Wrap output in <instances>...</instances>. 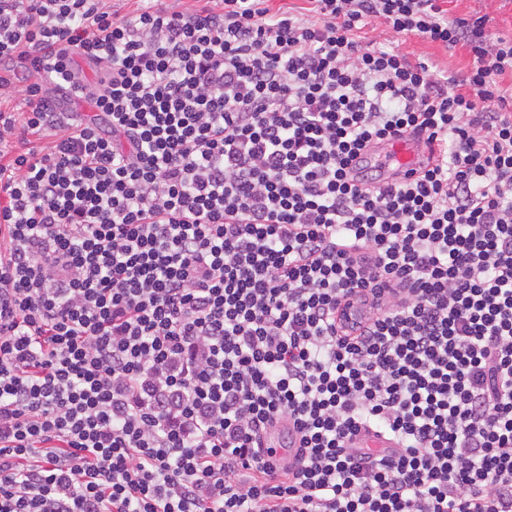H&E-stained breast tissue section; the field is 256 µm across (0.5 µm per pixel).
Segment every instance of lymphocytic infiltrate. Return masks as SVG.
Masks as SVG:
<instances>
[{"label":"lymphocytic infiltrate","instance_id":"f902f5d3","mask_svg":"<svg viewBox=\"0 0 512 512\" xmlns=\"http://www.w3.org/2000/svg\"><path fill=\"white\" fill-rule=\"evenodd\" d=\"M440 2L0 0V512H512V40ZM383 29L380 25L375 24L366 28L367 34H362V36L366 37V41L374 40L397 47L401 52L407 54L411 61L425 62L432 66L433 70L448 71V75L466 72L471 66L472 54L466 48L450 51L413 35L392 37V34L386 33ZM420 149L421 147L411 141L389 142L377 146L373 155L386 158L387 166L396 165L400 169H407L413 166Z\"/></svg>","mask_w":512,"mask_h":512}]
</instances>
